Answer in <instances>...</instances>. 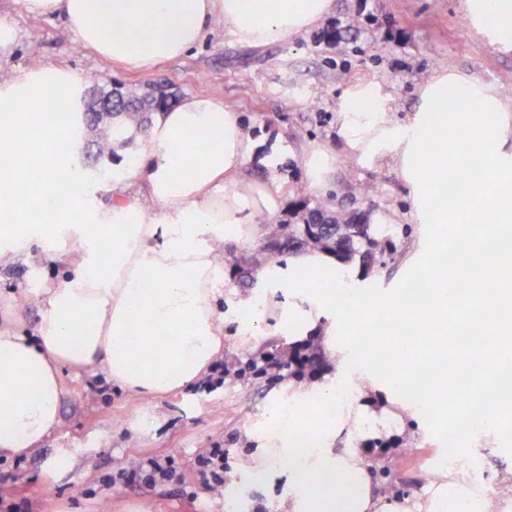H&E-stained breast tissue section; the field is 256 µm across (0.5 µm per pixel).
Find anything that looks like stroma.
<instances>
[{
    "label": "stroma",
    "instance_id": "1",
    "mask_svg": "<svg viewBox=\"0 0 512 512\" xmlns=\"http://www.w3.org/2000/svg\"><path fill=\"white\" fill-rule=\"evenodd\" d=\"M360 12L364 22L357 37L345 36L347 16ZM0 20L14 27L12 46L0 50V79L22 68L52 62L70 70L82 87L92 83H120L129 89L164 85L178 98L215 96L242 114L258 142L249 176L264 181L267 164L282 176V190L300 184L311 204L330 202L332 208L369 212L372 223L389 225L399 259L375 264L362 276L340 287L346 294L406 300L409 289L421 288V275L433 243L447 234L444 224H410L412 200L407 184L388 164L351 163L339 134L337 114L345 92L367 83L384 85L392 95L390 119L412 120L421 83L434 72L456 68L476 74L512 97V52L488 44L471 26L459 0H336L325 21L339 37L334 45H315L304 35L288 44L248 48L229 30L213 33L190 55L141 71H125L83 49L58 17L26 12L22 0H0ZM146 132H138L121 152L120 162L91 171L75 162L80 183L97 200L109 201L122 191L124 161L146 146ZM322 147L336 160L322 191L308 187L300 160L310 149ZM371 184L375 194L363 196L360 185ZM408 235H401L403 224ZM268 242L266 227L251 239L226 242L224 255L231 281L220 309L224 313V350L220 361L227 375L211 374L189 388L152 400L124 391L104 375L66 374L62 398L63 425L39 451L17 460H0V512H225L223 497L205 490L195 458L210 448L231 451L232 473H240L258 451L254 437L269 411L284 405L295 380L291 370L256 375L255 360L283 359L290 349L323 347L320 336L305 335L301 323L289 319L277 331L264 324L245 328L236 320L239 295L255 293L285 300L283 289L263 283L249 268ZM387 321L369 318L357 324L340 321L336 327L335 366L318 365L315 379L330 377L350 384L349 402L377 407L384 396L387 375L373 370L356 355L357 336H386ZM393 411L415 413L413 438L389 439L379 455L388 463L379 480L401 495L424 493L435 461L448 453L447 417L441 406L426 408L415 393L396 397ZM476 454L463 470L485 488H499L512 472V440L476 432L470 441ZM175 454L181 482L151 486L136 479L115 489L111 477L129 472L132 463L148 455ZM241 512H279L288 497V475L276 471L264 481L243 487Z\"/></svg>",
    "mask_w": 512,
    "mask_h": 512
}]
</instances>
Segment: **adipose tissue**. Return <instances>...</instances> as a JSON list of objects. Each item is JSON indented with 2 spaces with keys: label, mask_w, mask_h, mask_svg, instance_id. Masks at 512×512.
Listing matches in <instances>:
<instances>
[{
  "label": "adipose tissue",
  "mask_w": 512,
  "mask_h": 512,
  "mask_svg": "<svg viewBox=\"0 0 512 512\" xmlns=\"http://www.w3.org/2000/svg\"><path fill=\"white\" fill-rule=\"evenodd\" d=\"M36 16L62 17L82 46L128 70L189 55L213 21L229 28L245 47L294 41L335 8V0H23ZM471 24L488 43L512 50V0H460ZM392 97L382 85L346 92L340 133L362 165L391 162L413 192L420 224H483L493 237L512 236V99L467 72L433 74L419 91L416 117L392 124ZM81 93L67 69L46 63L0 80V267L17 260L37 266L45 254L59 263L55 280L33 300L38 321L29 325L16 292L0 315V457L21 458L42 448L62 427L63 370L105 374L123 389L159 397L203 379L218 359L224 318L219 302L229 284L224 244L270 220L284 204L277 175L262 184L244 173L255 141L239 113L222 100L189 96L159 114L149 143L126 170L128 195L99 204L72 177L78 147ZM67 117L59 125L57 117ZM455 190H448V183ZM445 195L443 204L432 197ZM309 276L310 288L284 280L276 267L261 278L278 281L289 295L309 300L316 314L306 331L336 333V307L321 280L351 275L327 253L289 257ZM418 310L394 300L354 296L353 311L376 312L394 326L392 350L381 341L359 344L362 360L384 366L393 389L413 384L422 365L407 331L416 321L443 329L449 313L465 342L473 324L486 335L481 351L457 358L446 342L432 350L445 366L429 387L469 373L481 377L477 400L488 418L512 402L496 385L503 371L497 351L511 342L505 311L512 295L469 308L457 288L433 270ZM340 402L337 387L315 381L294 389L286 406L273 409L250 474L263 480L288 473L287 512H498L512 503V484L492 501L467 477L439 468L423 496L390 499L372 492L371 462L360 443L367 433L393 434L403 424L388 409L357 411L354 447L333 451L335 428L328 412Z\"/></svg>",
  "instance_id": "ef3b65f1"
}]
</instances>
